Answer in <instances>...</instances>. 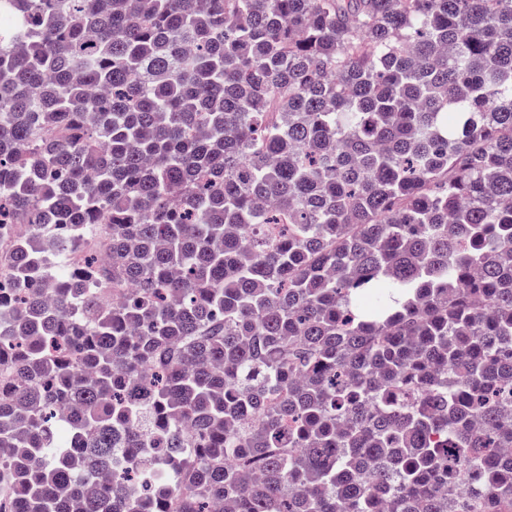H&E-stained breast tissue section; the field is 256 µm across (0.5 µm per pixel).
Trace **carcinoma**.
I'll use <instances>...</instances> for the list:
<instances>
[{"label": "carcinoma", "instance_id": "1", "mask_svg": "<svg viewBox=\"0 0 512 512\" xmlns=\"http://www.w3.org/2000/svg\"><path fill=\"white\" fill-rule=\"evenodd\" d=\"M15 224L0 512H512V0H0Z\"/></svg>", "mask_w": 512, "mask_h": 512}]
</instances>
